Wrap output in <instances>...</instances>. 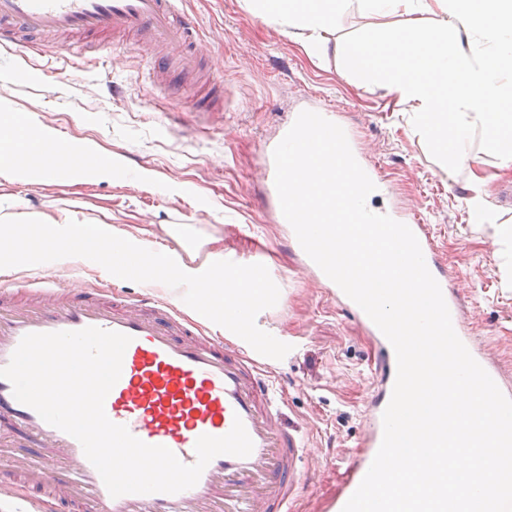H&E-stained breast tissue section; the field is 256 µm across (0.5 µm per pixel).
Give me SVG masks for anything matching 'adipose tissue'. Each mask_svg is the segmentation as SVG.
I'll return each mask as SVG.
<instances>
[{"instance_id": "1", "label": "adipose tissue", "mask_w": 512, "mask_h": 512, "mask_svg": "<svg viewBox=\"0 0 512 512\" xmlns=\"http://www.w3.org/2000/svg\"><path fill=\"white\" fill-rule=\"evenodd\" d=\"M374 16L399 13L412 30L371 28L351 45L339 44L336 27L351 4ZM243 8L300 43L320 64L343 56L350 69L375 74L386 95L410 105L425 135L435 138L454 171L470 175L473 210L484 213L483 181L472 175L470 144L481 134L484 152L503 171L512 170V0H241ZM44 233L35 246L33 230ZM155 268V245L135 239L112 224L89 231L49 215L0 212V255L32 266L47 259L104 263L117 270L128 252ZM176 281L194 285L201 307L224 310L223 262L215 254L199 259L196 250L173 255Z\"/></svg>"}]
</instances>
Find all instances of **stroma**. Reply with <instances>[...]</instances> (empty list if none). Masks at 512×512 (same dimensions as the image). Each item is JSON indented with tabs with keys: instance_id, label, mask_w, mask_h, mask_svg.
Returning <instances> with one entry per match:
<instances>
[{
	"instance_id": "stroma-1",
	"label": "stroma",
	"mask_w": 512,
	"mask_h": 512,
	"mask_svg": "<svg viewBox=\"0 0 512 512\" xmlns=\"http://www.w3.org/2000/svg\"><path fill=\"white\" fill-rule=\"evenodd\" d=\"M206 47L196 69L165 71L176 98L156 89L146 51L130 42L106 43L99 58L67 52L0 49V99L21 126L30 113L44 116L60 136L96 141L102 162L126 155L123 174L109 181L27 183L0 179V210L74 213L83 229L114 224L158 245L156 262L194 248L221 252L225 261L254 264V283L267 295L257 328L296 351H280L270 368L283 389L285 428L306 448L301 479L306 490L292 512H323L347 479L344 459L365 432L366 412L379 379L377 352L362 326L342 310L326 286L303 267L276 221L257 168L261 143L276 137L290 113L315 104L352 128L368 159L391 184L378 208L399 202L429 224L448 271L464 297L476 337L490 359L512 376V288L500 266L505 248L498 228L512 226V206L496 195L512 184V171L472 141L489 180L490 211L476 223L464 174H449L436 144L424 137L407 105L384 95L339 63L321 66L300 44L245 13L240 0H182ZM222 83V117L189 133L170 125L173 112H191L210 84ZM148 169L153 180L138 178ZM69 285L96 281L104 290L138 293L144 285L94 264L48 263Z\"/></svg>"
}]
</instances>
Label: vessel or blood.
Masks as SVG:
<instances>
[{
    "label": "vessel or blood",
    "mask_w": 512,
    "mask_h": 512,
    "mask_svg": "<svg viewBox=\"0 0 512 512\" xmlns=\"http://www.w3.org/2000/svg\"><path fill=\"white\" fill-rule=\"evenodd\" d=\"M179 0H0V48L18 43L21 35L42 53L60 50V37L75 36L80 58L99 52L103 37L136 36L146 45L167 48L193 61L203 45L195 19L178 6ZM275 141L260 147L258 167L269 196H276L273 150ZM46 150L81 172L94 166L91 156H73L68 140L57 138ZM36 156L19 142L0 145V164L34 169ZM389 216L406 224L419 240L425 262L437 279L453 327L474 359L512 398V379L490 360L473 334L459 292L442 274L443 257L429 225L402 205ZM74 294L70 285L48 273L8 281L0 277V367L6 366L23 336L29 333L77 331L86 327L116 331L131 338L122 373L106 397L104 409L116 424L126 426L143 442L171 450L181 462L196 461L200 436L227 434L242 420L253 442L249 456L220 455L211 460L197 484L176 494H125L112 497L81 444L46 423L31 407L17 401L12 386L0 378V424L15 428L30 447L45 449L37 464L28 466L7 512H288L306 450L301 439L282 425L283 392L262 372L271 352L267 339L244 327L250 340L240 349L209 336L206 327L180 309L147 294L129 298L94 291L82 281ZM337 302L349 310L382 351L381 385L367 417L362 449L349 458V478L330 500L326 512H342L367 473L382 441V416L396 378V356L388 339L365 312L340 288ZM264 294L244 287L224 302L225 314L262 305Z\"/></svg>",
    "instance_id": "b4317fda"
}]
</instances>
